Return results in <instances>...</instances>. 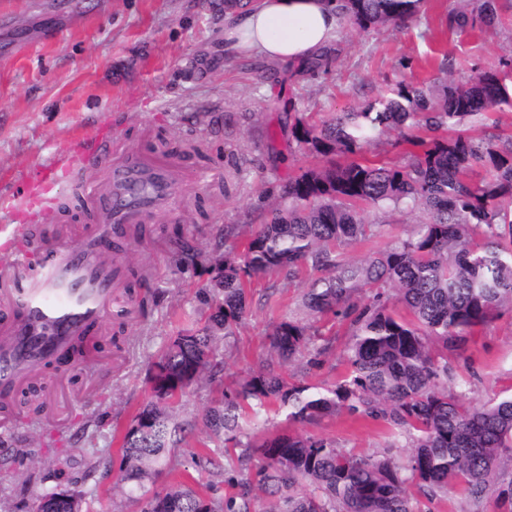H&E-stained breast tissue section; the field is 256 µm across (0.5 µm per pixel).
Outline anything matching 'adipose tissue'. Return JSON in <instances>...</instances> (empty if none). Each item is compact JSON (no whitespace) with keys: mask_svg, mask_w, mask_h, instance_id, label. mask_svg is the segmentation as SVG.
I'll return each instance as SVG.
<instances>
[{"mask_svg":"<svg viewBox=\"0 0 512 512\" xmlns=\"http://www.w3.org/2000/svg\"><path fill=\"white\" fill-rule=\"evenodd\" d=\"M343 24L335 0H254L248 12L225 11L224 51L304 61L324 53Z\"/></svg>","mask_w":512,"mask_h":512,"instance_id":"ef3b65f1","label":"adipose tissue"}]
</instances>
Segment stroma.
Returning a JSON list of instances; mask_svg holds the SVG:
<instances>
[{
	"mask_svg": "<svg viewBox=\"0 0 512 512\" xmlns=\"http://www.w3.org/2000/svg\"><path fill=\"white\" fill-rule=\"evenodd\" d=\"M223 0H0V199L21 196L27 178L57 151L111 117L126 145L155 142L166 130L172 144L206 141L208 161L173 156L184 173L178 217L158 214L137 227L126 264L142 273L122 348L97 341L79 368L41 366L36 380L49 400L46 414L13 417L0 411V497L12 512H30L36 495L58 487L82 490L92 512H139L138 502L114 490L119 437L151 396L152 365L171 336L191 323L196 294L210 280L208 257L224 252V228L261 224L280 203L283 187L315 158L292 136L296 114L332 120L355 105L375 103L402 84L433 85L444 74L467 81L498 68L512 51V8L480 30L449 28L457 0H424L407 23L365 31L347 28L335 40L328 66L224 53ZM205 199L207 218L195 210ZM205 256L194 267L170 259L174 228ZM254 280L251 311L236 351L221 372L192 386L178 410L190 423L176 465L208 442L204 414L224 390L269 359L268 334L286 315L308 319L304 287ZM317 366L295 361V379L332 383L346 367L348 328ZM473 401L512 393V315L476 328L461 354L449 358ZM304 432L364 455L403 456L384 423L338 414L304 425Z\"/></svg>",
	"mask_w": 512,
	"mask_h": 512,
	"instance_id": "obj_1",
	"label": "stroma"
}]
</instances>
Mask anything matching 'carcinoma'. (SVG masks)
Here are the masks:
<instances>
[{
  "label": "carcinoma",
  "instance_id": "1",
  "mask_svg": "<svg viewBox=\"0 0 512 512\" xmlns=\"http://www.w3.org/2000/svg\"><path fill=\"white\" fill-rule=\"evenodd\" d=\"M448 13L460 30L493 25L500 0H480ZM359 29L406 23L417 11L410 0H336ZM512 105L507 76L486 70L464 84L401 85L390 97L350 110L320 128L298 119L293 135L322 164L288 181L284 202L271 207L245 241L224 247L210 285L197 295L203 323L161 349L150 377L151 400L134 416L122 440L121 489L136 494L140 512H256L254 491L268 497L263 512H421L432 501L463 496L462 512H512V395L477 405L456 380L448 353L465 350L468 336L503 311H512V136H475L470 117ZM411 123L427 137L409 140L402 161L359 157L378 131ZM485 170L476 183L470 173ZM411 215L425 221L364 258L349 249L381 233L367 211ZM320 273L302 295V307L323 318L348 321L345 375L329 386L290 382L285 368L308 352L315 366L332 344L325 326L294 316L268 335L273 356L224 390L205 414L206 426L241 448L237 462L215 474L207 449L191 454L197 476L173 478L161 490L150 485L169 468L171 452L186 441L189 424L176 418L186 391L218 368L248 314L247 285L266 278ZM17 413L38 416L37 391L15 400ZM288 420L312 423L346 412L382 421L404 459L365 456L302 433L278 434L256 446L241 420L271 408ZM232 489L219 493L220 486ZM84 495L49 491L33 512H85Z\"/></svg>",
  "mask_w": 512,
  "mask_h": 512
}]
</instances>
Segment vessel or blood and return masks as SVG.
<instances>
[{"mask_svg": "<svg viewBox=\"0 0 512 512\" xmlns=\"http://www.w3.org/2000/svg\"><path fill=\"white\" fill-rule=\"evenodd\" d=\"M89 161L105 178L81 184L84 207L94 219L80 246L60 240L30 247L12 238L5 242L11 258L0 274V392L18 387L62 337L88 331L112 314L121 267L114 243L131 225L174 207L181 187L174 164L126 148L106 129L58 156L45 176L31 182L24 202L40 208L54 204Z\"/></svg>", "mask_w": 512, "mask_h": 512, "instance_id": "1", "label": "vessel or blood"}]
</instances>
